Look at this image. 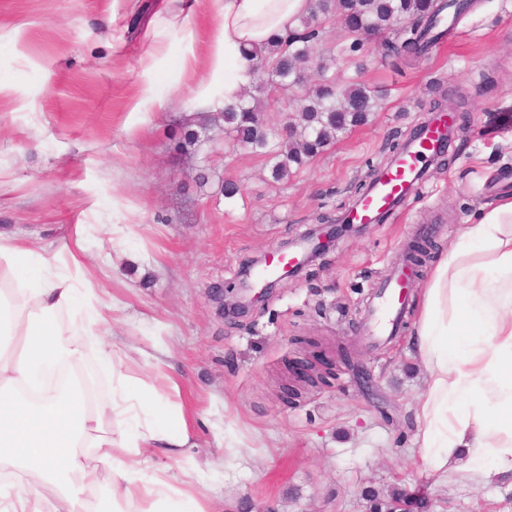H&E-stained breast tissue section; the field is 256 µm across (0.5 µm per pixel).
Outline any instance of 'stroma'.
Instances as JSON below:
<instances>
[{"label":"stroma","instance_id":"1","mask_svg":"<svg viewBox=\"0 0 512 512\" xmlns=\"http://www.w3.org/2000/svg\"><path fill=\"white\" fill-rule=\"evenodd\" d=\"M214 21L202 0H0V81L14 88L0 98V230L57 251L76 225H94L88 260H113L96 274L117 307L109 343L170 364L194 413L180 458L159 451L151 463L198 465L213 512H369L363 489L393 485L425 500L424 512H512V491L439 483L418 460L426 372L409 347L414 311L384 345L362 330L373 286L411 241L447 248L482 204L512 194V0H474L452 37L401 72L373 42L349 52L340 25H327L319 54L339 82L375 91L379 108L278 183L265 157L206 122L187 88L181 59L193 50L196 75L207 72ZM148 56L168 111L137 103ZM437 90L465 100L451 162L429 167L400 211L340 238L262 306L219 316L212 288L235 282L244 258L298 245L320 217L342 216L370 168L428 120ZM187 123L199 141L185 155L175 145ZM228 179L242 186L231 203ZM114 224L127 236L113 239ZM312 342L349 362L288 405L281 386ZM216 423L250 447L246 462L223 463Z\"/></svg>","mask_w":512,"mask_h":512}]
</instances>
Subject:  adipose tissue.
I'll return each mask as SVG.
<instances>
[{"label":"adipose tissue","mask_w":512,"mask_h":512,"mask_svg":"<svg viewBox=\"0 0 512 512\" xmlns=\"http://www.w3.org/2000/svg\"><path fill=\"white\" fill-rule=\"evenodd\" d=\"M209 74L193 93L209 107L238 104L252 80L246 48L293 32L313 0H209ZM87 225L65 252L0 235V512H210L148 453H177L193 432L181 389L135 384L105 338L106 301L85 264ZM112 376L106 399H89L74 371L90 343ZM410 344L427 370L415 408L417 456L439 480L484 486L512 480V194L485 203L476 223L433 265ZM112 476V506L88 493L99 464Z\"/></svg>","instance_id":"adipose-tissue-1"}]
</instances>
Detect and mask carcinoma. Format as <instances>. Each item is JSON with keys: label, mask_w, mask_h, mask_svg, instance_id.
I'll use <instances>...</instances> for the list:
<instances>
[{"label": "carcinoma", "mask_w": 512, "mask_h": 512, "mask_svg": "<svg viewBox=\"0 0 512 512\" xmlns=\"http://www.w3.org/2000/svg\"><path fill=\"white\" fill-rule=\"evenodd\" d=\"M445 7V0H320L319 9L300 18L297 33L247 50L256 60L251 87L298 105L288 126L267 125L255 96L245 89L237 108L217 113L210 122L224 123V134L234 145L266 157L273 181H283L292 167L323 152L338 134L364 124L377 109L375 96L364 85L336 83L330 67L316 56L322 19L343 28L352 50L372 36L394 34L378 45L377 52L408 64L445 37L446 32L436 31ZM365 497L370 512H388L408 500L398 486L368 490Z\"/></svg>", "instance_id": "obj_1"}]
</instances>
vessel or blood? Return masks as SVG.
Masks as SVG:
<instances>
[{
    "label": "vessel or blood",
    "mask_w": 512,
    "mask_h": 512,
    "mask_svg": "<svg viewBox=\"0 0 512 512\" xmlns=\"http://www.w3.org/2000/svg\"><path fill=\"white\" fill-rule=\"evenodd\" d=\"M450 133L447 126L431 125L411 141L405 152L382 167L375 182L357 205L347 214L350 224H376L389 212L404 203L420 174ZM411 271L398 266L379 285L374 303L366 317V333L372 340L396 332L406 307L403 288Z\"/></svg>",
    "instance_id": "vessel-or-blood-1"
}]
</instances>
